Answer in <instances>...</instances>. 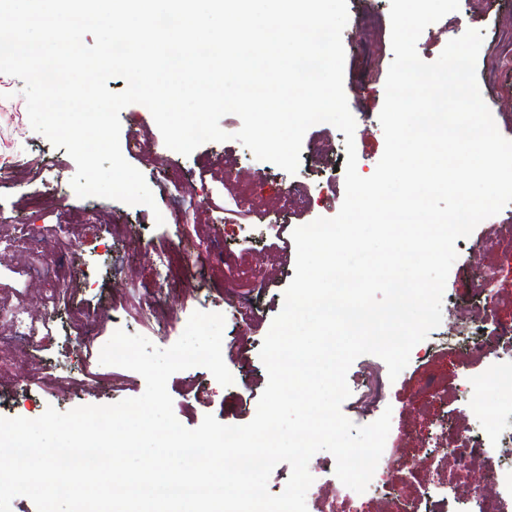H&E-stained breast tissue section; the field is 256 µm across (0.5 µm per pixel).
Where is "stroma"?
<instances>
[{
	"mask_svg": "<svg viewBox=\"0 0 512 512\" xmlns=\"http://www.w3.org/2000/svg\"><path fill=\"white\" fill-rule=\"evenodd\" d=\"M347 8L342 32L344 91L356 121L357 172L368 177L384 152L379 115L394 55L391 44H384L377 68L365 66L362 48L367 34L360 17L374 13L383 30H390V0H347ZM470 28L483 35L477 58L482 98L499 132L512 140V65L497 63L502 45L512 38V0H460L457 11L423 31L417 52L422 60L434 61L449 40ZM23 86L15 77H0V225L25 224L35 234L45 224L71 225L78 255L93 264L95 272L88 281L74 283L70 297L62 299L58 336L49 339L37 356L16 353L13 369L0 371V417L35 419L50 406L66 412L144 392L140 374L88 361L83 349L70 340L77 330L72 313L96 320L100 342L121 329L165 349L205 304L225 318L222 353L234 382L220 385L201 366L174 373L167 382L174 414L188 429L197 428L209 414L225 425L249 423L268 381L259 352L283 307L296 261L294 242L279 241L264 225L278 217L293 229L338 213L345 193L344 133L328 123L311 126L303 139L299 168L290 174L256 159L233 140L241 127L237 115L220 121L230 140L204 143L184 156L165 146L148 108L135 103L120 113V139L151 143V154L132 155L128 161L144 175L155 207L81 198L71 187L77 170L74 160L32 128ZM318 145L325 146V153L314 154ZM13 155L36 160L40 167L24 172L7 164ZM294 180L306 186L304 200L291 201L284 195L283 184ZM158 212L164 217L160 226L154 219ZM92 218L99 233L89 240L81 226ZM219 243L231 255L227 265L216 268L206 256ZM455 247L464 259L454 262L449 272L439 329L451 333L462 322L475 320L486 336L487 352L450 350L413 358L391 381L386 399L392 410L391 428L379 464L388 468L400 498L356 493L336 477L334 456L320 451L308 464L313 483L306 494L307 512H400L402 501L419 498L427 487L454 488L456 499L449 508L457 512L492 488L500 466L497 453L464 469L434 447L445 442L438 425L441 415H448L456 435H469L477 416L496 417L493 397L501 386L512 385V373L495 364L496 356L512 353L496 339L499 327L512 326V203L482 221L468 237L457 239ZM160 250L170 252L176 281L157 314L145 317L136 294L151 278ZM473 274L484 281L486 291L461 299L462 285ZM227 281L237 295L255 302L256 310L226 312L222 285ZM58 287V282L29 277L21 258L0 254V300L22 302L40 317L47 312L45 293ZM487 299L492 308H484ZM386 369L374 355L361 356L351 365V395L341 410L354 424L376 420V413L361 409L358 396L372 375ZM431 379L437 387L429 391L425 385Z\"/></svg>",
	"mask_w": 512,
	"mask_h": 512,
	"instance_id": "35a3bbf8",
	"label": "stroma"
}]
</instances>
